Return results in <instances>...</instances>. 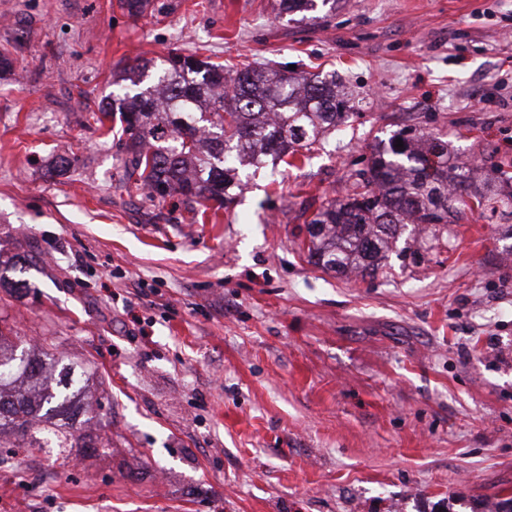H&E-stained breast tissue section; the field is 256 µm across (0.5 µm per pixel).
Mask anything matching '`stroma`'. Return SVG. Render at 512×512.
<instances>
[{
  "label": "stroma",
  "mask_w": 512,
  "mask_h": 512,
  "mask_svg": "<svg viewBox=\"0 0 512 512\" xmlns=\"http://www.w3.org/2000/svg\"><path fill=\"white\" fill-rule=\"evenodd\" d=\"M0 0V325L94 373L102 443L0 448V512H494L512 500V221L401 237L375 277L310 264L305 220L409 126L512 155V0ZM336 72L358 113L240 170L218 217L120 191L113 70L170 52ZM66 155L65 174L54 173ZM318 1H321V7L329 6V10L324 16L310 15L318 10ZM274 10L278 18H287L288 22L303 23L305 21H314L325 18L328 13L336 9L337 0H276Z\"/></svg>",
  "instance_id": "stroma-1"
}]
</instances>
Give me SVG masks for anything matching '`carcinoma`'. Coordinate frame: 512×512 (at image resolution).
Instances as JSON below:
<instances>
[{"label": "carcinoma", "mask_w": 512, "mask_h": 512, "mask_svg": "<svg viewBox=\"0 0 512 512\" xmlns=\"http://www.w3.org/2000/svg\"><path fill=\"white\" fill-rule=\"evenodd\" d=\"M336 2L276 0L274 10L303 23L318 19V6L332 11ZM119 6L138 18L151 0H119ZM113 83L121 92L98 107L96 121L117 113L125 124L127 182L152 198L179 195L197 205L196 215L232 202L240 167L295 155L345 124L353 108L336 75H305L287 62L230 75L222 63L173 52L153 66L126 65ZM474 170L440 136L393 132L351 188L313 212L306 224L309 262L340 276L372 277L408 228L457 224L472 204L493 213L512 208V192L503 193L509 172L485 164L476 186ZM86 396L85 372L43 348L17 352L12 331L0 328V448H40L37 435L44 434L71 448L98 450L73 418Z\"/></svg>", "instance_id": "carcinoma-1"}]
</instances>
